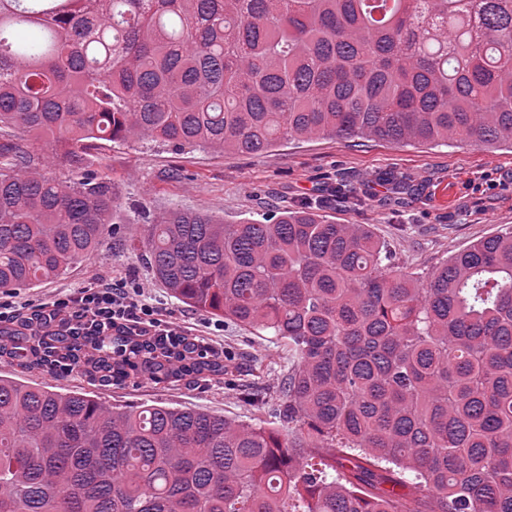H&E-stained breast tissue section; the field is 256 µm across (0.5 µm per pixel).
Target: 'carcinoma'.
<instances>
[{"instance_id":"obj_1","label":"carcinoma","mask_w":512,"mask_h":512,"mask_svg":"<svg viewBox=\"0 0 512 512\" xmlns=\"http://www.w3.org/2000/svg\"><path fill=\"white\" fill-rule=\"evenodd\" d=\"M327 135L512 148V0H0V289L117 234L94 142ZM140 249L176 299L288 345L275 426L0 378V512H512V231L403 271L370 225L305 203L270 224L173 211ZM1 338L23 369L100 381L225 370L90 315Z\"/></svg>"}]
</instances>
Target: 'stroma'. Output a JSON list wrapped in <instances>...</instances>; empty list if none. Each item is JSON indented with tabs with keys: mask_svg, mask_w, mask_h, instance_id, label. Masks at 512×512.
<instances>
[{
	"mask_svg": "<svg viewBox=\"0 0 512 512\" xmlns=\"http://www.w3.org/2000/svg\"><path fill=\"white\" fill-rule=\"evenodd\" d=\"M85 164L110 181L121 205V238L66 274L10 294L24 314L93 281L136 280L148 285L162 320L183 326L230 361L227 374L207 381L158 383L148 377L101 384L84 371L22 369L0 356V376L60 392L78 390L114 406L188 407L229 420L268 425L269 412L248 396L275 398L288 370V347L182 303L157 282L143 257L124 240L140 235L139 213L159 219L175 211L206 210L237 224L274 218L301 201H317L327 219L367 224L389 243L396 266L429 271L480 239L512 228V151L482 145L418 146L356 138L319 137L282 143L257 156L210 149L176 151L157 142L101 141ZM414 179L399 196L378 180L386 171ZM353 199L342 202L336 183Z\"/></svg>",
	"mask_w": 512,
	"mask_h": 512,
	"instance_id": "stroma-1",
	"label": "stroma"
}]
</instances>
